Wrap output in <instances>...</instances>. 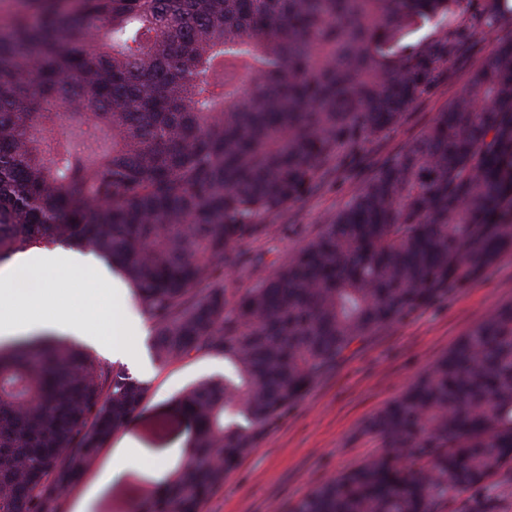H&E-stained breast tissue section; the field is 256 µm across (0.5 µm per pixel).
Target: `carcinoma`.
<instances>
[{"label":"carcinoma","instance_id":"carcinoma-1","mask_svg":"<svg viewBox=\"0 0 512 512\" xmlns=\"http://www.w3.org/2000/svg\"><path fill=\"white\" fill-rule=\"evenodd\" d=\"M511 1L57 0L0 28V264L91 252L133 288L155 363L235 369L173 399L190 447L140 512H202L354 343L512 250L506 40L312 239L224 287L340 148L396 125ZM147 394L61 338L0 348V512H60ZM363 432L382 451L289 512H512V304Z\"/></svg>","mask_w":512,"mask_h":512}]
</instances>
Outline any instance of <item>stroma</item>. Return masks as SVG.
I'll use <instances>...</instances> for the list:
<instances>
[{
	"mask_svg": "<svg viewBox=\"0 0 512 512\" xmlns=\"http://www.w3.org/2000/svg\"><path fill=\"white\" fill-rule=\"evenodd\" d=\"M511 37L509 14L495 31L469 43L393 129L373 137L364 150L341 149L338 167L323 171L316 187L279 216L288 230L265 240L266 262L279 261L304 244L388 158L424 135L436 112L452 102L493 43ZM96 272L118 288L125 309L134 315L137 354L121 366L145 382L149 391L139 419L113 436L110 447L65 495L63 512H136L171 474L190 439L191 422L173 407V398L198 380L232 375L233 367L220 357L195 355L164 368L153 363L152 323L131 289L104 263H97ZM510 302L512 251L467 287L440 296L411 317L353 345L229 475L203 512H285L315 485L372 458L380 444L361 433L365 419L404 392L471 326ZM123 444L143 465L105 482L113 450Z\"/></svg>",
	"mask_w": 512,
	"mask_h": 512,
	"instance_id": "35a3bbf8",
	"label": "stroma"
}]
</instances>
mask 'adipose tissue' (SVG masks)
Wrapping results in <instances>:
<instances>
[{
  "label": "adipose tissue",
  "instance_id": "adipose-tissue-1",
  "mask_svg": "<svg viewBox=\"0 0 512 512\" xmlns=\"http://www.w3.org/2000/svg\"><path fill=\"white\" fill-rule=\"evenodd\" d=\"M34 277L62 280L69 276H89L91 266L86 257L64 254L45 248L32 249L18 256L14 265L0 270V338L10 339L26 332L31 326L28 312L43 309L42 324L74 333L84 339L97 341V324L102 314L90 315L82 308L64 304L49 305L46 295L17 292L13 286L16 271Z\"/></svg>",
  "mask_w": 512,
  "mask_h": 512
}]
</instances>
